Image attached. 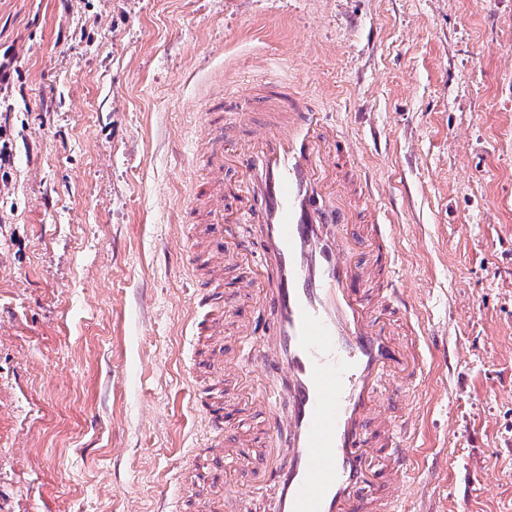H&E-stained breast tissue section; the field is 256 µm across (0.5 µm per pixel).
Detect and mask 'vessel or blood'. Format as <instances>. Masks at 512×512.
Instances as JSON below:
<instances>
[{"label":"vessel or blood","instance_id":"obj_1","mask_svg":"<svg viewBox=\"0 0 512 512\" xmlns=\"http://www.w3.org/2000/svg\"><path fill=\"white\" fill-rule=\"evenodd\" d=\"M254 105L234 95L204 104L190 193L207 204L206 247L189 248L186 261H203L208 272L200 301L222 287L227 256L260 262L247 286L272 316L273 332L258 348L272 384L253 387L249 372L225 359L223 313L208 327L193 326L212 346L211 382L230 377L235 388L193 399L207 445L236 462L268 461L274 512H398L416 458L391 407L397 397L414 401L409 386L424 358L415 328L400 337L389 324L405 307L393 287L389 227L374 226L366 261H352L336 194L323 185L352 149L296 98L268 104L252 138L226 148L225 115ZM252 222L263 227L258 248L230 231ZM239 404L254 406L262 426L228 445L227 416Z\"/></svg>","mask_w":512,"mask_h":512}]
</instances>
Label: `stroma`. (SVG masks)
<instances>
[{
	"instance_id": "35a3bbf8",
	"label": "stroma",
	"mask_w": 512,
	"mask_h": 512,
	"mask_svg": "<svg viewBox=\"0 0 512 512\" xmlns=\"http://www.w3.org/2000/svg\"><path fill=\"white\" fill-rule=\"evenodd\" d=\"M1 56L0 512H182L214 464L178 218L204 100L254 96L242 141L268 82L351 143L430 340L400 512H512V0H0ZM267 476L225 463L224 512Z\"/></svg>"
}]
</instances>
